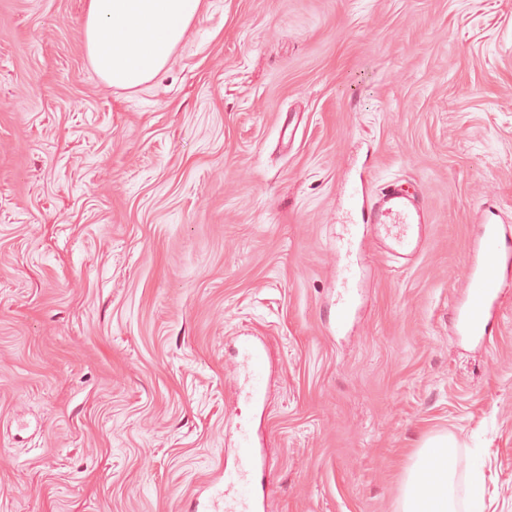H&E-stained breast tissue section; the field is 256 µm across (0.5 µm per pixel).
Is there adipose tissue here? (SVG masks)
I'll return each mask as SVG.
<instances>
[{"instance_id":"obj_1","label":"adipose tissue","mask_w":512,"mask_h":512,"mask_svg":"<svg viewBox=\"0 0 512 512\" xmlns=\"http://www.w3.org/2000/svg\"><path fill=\"white\" fill-rule=\"evenodd\" d=\"M203 8L204 0H87L85 49L95 73L116 88L148 84ZM454 451L445 436L418 448L406 469L400 512H482L478 494L463 504L457 499Z\"/></svg>"}]
</instances>
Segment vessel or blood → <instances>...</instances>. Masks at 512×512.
<instances>
[{
  "label": "vessel or blood",
  "mask_w": 512,
  "mask_h": 512,
  "mask_svg": "<svg viewBox=\"0 0 512 512\" xmlns=\"http://www.w3.org/2000/svg\"><path fill=\"white\" fill-rule=\"evenodd\" d=\"M355 205L365 223L371 224L386 252L407 261L420 253L424 243L426 211L417 197L392 182L376 193L358 192ZM342 292L336 309L337 324H344L359 293L360 280L351 266L340 272ZM465 292L455 305L459 335L490 343L491 322L501 303L502 288L512 281V228L483 225L472 244L464 269ZM243 356L240 395L252 406L264 403L265 355L263 343L251 337L241 341ZM235 461L222 473L223 486L203 500H195L192 512H268V495L258 491L256 478L265 462L249 424L236 426Z\"/></svg>",
  "instance_id": "vessel-or-blood-1"
}]
</instances>
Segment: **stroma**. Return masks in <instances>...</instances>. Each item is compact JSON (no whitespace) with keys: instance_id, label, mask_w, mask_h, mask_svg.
<instances>
[{"instance_id":"obj_1","label":"stroma","mask_w":512,"mask_h":512,"mask_svg":"<svg viewBox=\"0 0 512 512\" xmlns=\"http://www.w3.org/2000/svg\"><path fill=\"white\" fill-rule=\"evenodd\" d=\"M85 6L0 0V512H186L242 417L270 512H399L444 434L459 496L478 462L512 512V283L490 348L452 325L483 210L512 224V0H205L139 90L93 71ZM394 180L424 247L355 245L335 330L350 195ZM341 295L340 304L336 309V326H342L348 319L350 308L355 304L360 288V279L350 264L345 265L340 271ZM243 356L242 387L240 396L254 407L264 404L265 395V355L264 345L251 336H244L241 341Z\"/></svg>"}]
</instances>
